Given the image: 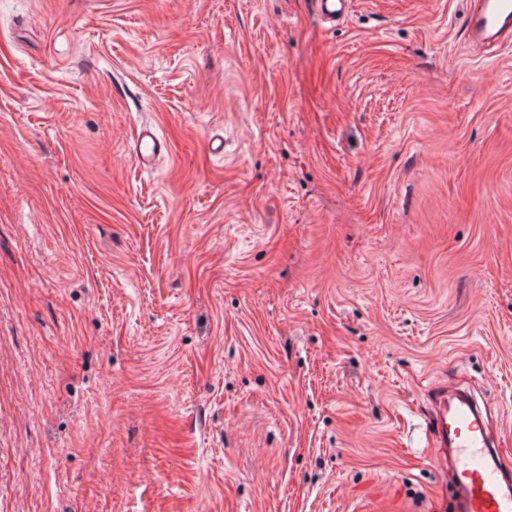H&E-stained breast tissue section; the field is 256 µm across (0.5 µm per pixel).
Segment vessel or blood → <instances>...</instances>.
Instances as JSON below:
<instances>
[{
	"label": "vessel or blood",
	"mask_w": 512,
	"mask_h": 512,
	"mask_svg": "<svg viewBox=\"0 0 512 512\" xmlns=\"http://www.w3.org/2000/svg\"><path fill=\"white\" fill-rule=\"evenodd\" d=\"M351 3L316 0L321 18L330 24L345 19ZM465 29L470 41L484 47L511 42L512 0H472ZM166 151V142L151 127L141 128L131 144L142 171L153 170ZM427 429L452 512H512V465L501 458L477 403L437 389Z\"/></svg>",
	"instance_id": "1"
}]
</instances>
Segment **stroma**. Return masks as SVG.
Listing matches in <instances>:
<instances>
[{"instance_id":"1","label":"stroma","mask_w":512,"mask_h":512,"mask_svg":"<svg viewBox=\"0 0 512 512\" xmlns=\"http://www.w3.org/2000/svg\"><path fill=\"white\" fill-rule=\"evenodd\" d=\"M467 7L0 0V512H429L440 387L512 463V44ZM352 0H316L321 18L330 24H335L349 13ZM131 155L139 170L151 171L158 159L167 152V143L152 127H142L131 144Z\"/></svg>"}]
</instances>
